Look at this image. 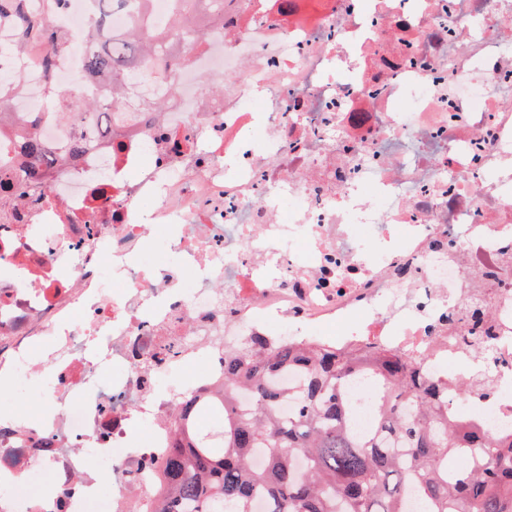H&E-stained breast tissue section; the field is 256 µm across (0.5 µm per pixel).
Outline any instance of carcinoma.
Listing matches in <instances>:
<instances>
[{
    "instance_id": "carcinoma-1",
    "label": "carcinoma",
    "mask_w": 512,
    "mask_h": 512,
    "mask_svg": "<svg viewBox=\"0 0 512 512\" xmlns=\"http://www.w3.org/2000/svg\"><path fill=\"white\" fill-rule=\"evenodd\" d=\"M88 38L105 35L112 10L122 0H93ZM199 28L215 17L209 0H191ZM12 26L20 40H40L44 30L31 14L28 0H0V23ZM166 32H151L131 41L105 39L88 48L85 69L136 85L145 58ZM82 36L60 28L50 37L49 57L63 56ZM47 100L58 119L80 138L92 133L86 117L110 112L119 101L106 95L80 98L69 88L50 84ZM42 113L18 116L0 96V124L27 126L22 149L31 159L48 154L38 135ZM302 375L293 393L295 408L277 411L271 380L285 370ZM377 378L387 400L373 428L357 435L349 428L350 403L344 381L352 376ZM474 399L472 381H443L425 376L421 365L384 351L342 354L331 346L309 349L292 343L270 346L249 340L224 360V390L206 402L185 403L172 428L159 469L162 491L154 512H405L409 492L423 512H512V435L490 437L467 413L448 406ZM241 389L251 394L248 406L236 405ZM224 421L221 441L202 435L200 411ZM262 456L254 467V456Z\"/></svg>"
}]
</instances>
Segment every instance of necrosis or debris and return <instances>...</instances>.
I'll return each mask as SVG.
<instances>
[{
  "instance_id": "4bbe7bcc",
  "label": "necrosis or debris",
  "mask_w": 512,
  "mask_h": 512,
  "mask_svg": "<svg viewBox=\"0 0 512 512\" xmlns=\"http://www.w3.org/2000/svg\"><path fill=\"white\" fill-rule=\"evenodd\" d=\"M281 2L213 0L203 39L175 29L185 63L166 79L147 62L140 117L47 185L0 127V381L42 384L48 405L0 434V512H88L103 476L107 512H148L172 421L251 336L376 348L432 377L479 366L494 396L474 416L491 435L512 421V0ZM172 9L110 26L144 34ZM48 50L0 59L24 75L12 111L45 108L52 81L102 93L82 48L50 72ZM155 228L172 232L161 266L142 260ZM344 391L367 433L380 386Z\"/></svg>"
}]
</instances>
